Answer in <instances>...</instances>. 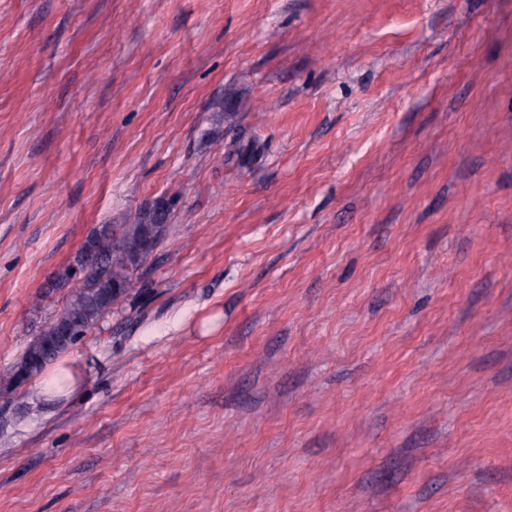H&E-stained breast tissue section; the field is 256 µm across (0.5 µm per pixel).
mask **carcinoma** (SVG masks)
I'll list each match as a JSON object with an SVG mask.
<instances>
[{
	"instance_id": "cac0c4a2",
	"label": "carcinoma",
	"mask_w": 512,
	"mask_h": 512,
	"mask_svg": "<svg viewBox=\"0 0 512 512\" xmlns=\"http://www.w3.org/2000/svg\"><path fill=\"white\" fill-rule=\"evenodd\" d=\"M166 214L144 208L129 224L93 229L75 266L58 273L49 288L63 287L74 271L83 274L62 307L42 326L21 357L0 373V385L18 387L42 374L97 326L112 308L130 297L139 269L167 236Z\"/></svg>"
}]
</instances>
